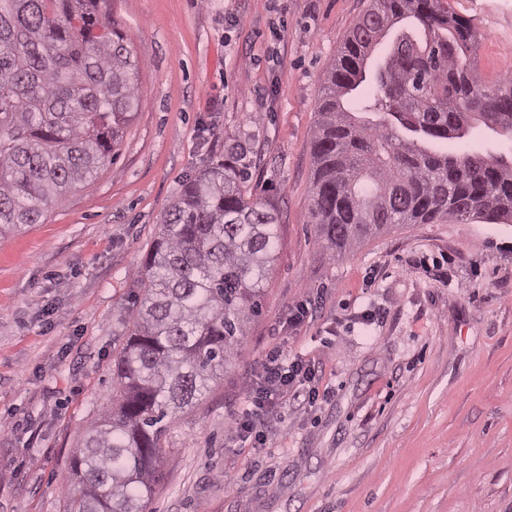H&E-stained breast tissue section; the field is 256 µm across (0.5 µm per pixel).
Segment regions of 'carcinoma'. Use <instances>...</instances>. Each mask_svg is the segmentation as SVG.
<instances>
[{
	"mask_svg": "<svg viewBox=\"0 0 512 512\" xmlns=\"http://www.w3.org/2000/svg\"><path fill=\"white\" fill-rule=\"evenodd\" d=\"M99 0H0V235L98 174L139 104L137 57ZM408 21L365 86L366 65ZM473 33L443 0H373L320 99L311 216L340 253L390 224L512 223V160L435 145L512 135V86L465 63ZM245 151L186 179L138 277L112 407L84 436L68 512H145L176 415L238 352L274 260L273 209L246 194Z\"/></svg>",
	"mask_w": 512,
	"mask_h": 512,
	"instance_id": "cac0c4a2",
	"label": "carcinoma"
}]
</instances>
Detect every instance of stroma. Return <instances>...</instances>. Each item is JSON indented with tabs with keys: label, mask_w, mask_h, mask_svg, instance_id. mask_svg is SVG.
I'll return each instance as SVG.
<instances>
[{
	"label": "stroma",
	"mask_w": 512,
	"mask_h": 512,
	"mask_svg": "<svg viewBox=\"0 0 512 512\" xmlns=\"http://www.w3.org/2000/svg\"><path fill=\"white\" fill-rule=\"evenodd\" d=\"M446 3L506 86L512 0ZM104 4L141 61L138 110L93 181L0 235V512H67L164 210L234 144L276 207L274 261L238 355L168 428L146 512H512V224H398L333 258L311 222L318 103L371 0ZM287 346L325 396L288 402L256 451L232 427Z\"/></svg>",
	"instance_id": "stroma-1"
}]
</instances>
